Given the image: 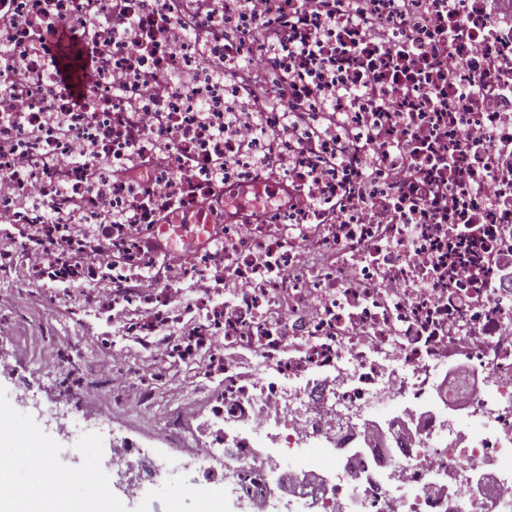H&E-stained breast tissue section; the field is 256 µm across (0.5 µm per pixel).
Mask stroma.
<instances>
[{
	"instance_id": "stroma-1",
	"label": "stroma",
	"mask_w": 512,
	"mask_h": 512,
	"mask_svg": "<svg viewBox=\"0 0 512 512\" xmlns=\"http://www.w3.org/2000/svg\"><path fill=\"white\" fill-rule=\"evenodd\" d=\"M121 333V318L88 312L78 297L62 296L53 282L24 288L16 277L0 274V357L19 372L15 378L0 375V411L14 424L18 444L54 449L51 467L69 472L65 487L73 499L88 497L92 489L105 485L122 512H165L173 497L180 498L183 512H202L211 499L221 501L223 512H237V498L205 479L199 463L185 460L162 420L145 417L131 380L115 382L97 404L73 406L67 429H60L49 415V408L63 399L61 381L54 372L37 369V357L57 337L67 336L80 352L77 376H97L103 339ZM285 435L280 425L256 444L259 458L271 471V502L279 512H312L306 499L285 487L288 478L299 473L288 459ZM125 442L142 448L158 468L156 477L144 480L130 498L111 486L112 450ZM89 448L95 451L91 460L85 455Z\"/></svg>"
}]
</instances>
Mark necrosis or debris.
Wrapping results in <instances>:
<instances>
[{
    "label": "necrosis or debris",
    "instance_id": "obj_1",
    "mask_svg": "<svg viewBox=\"0 0 512 512\" xmlns=\"http://www.w3.org/2000/svg\"><path fill=\"white\" fill-rule=\"evenodd\" d=\"M305 2L126 0L118 15L111 0L91 12L81 0H10L0 130L36 159L38 190L8 189L12 153L0 148V213L38 224L56 192H86L79 167H54L83 155L97 161L99 192L61 223L109 212L147 230L161 218L223 225L218 248L175 239L171 281L192 293L179 309L165 288L125 294L154 307L131 324L150 354L200 357L196 337L164 338L199 326L225 349L251 348L250 375L229 360L206 369L207 382H224L216 420L257 431L284 422L289 445L336 450L337 465L361 476L362 512H512V479L473 500L462 483L512 472V0H339L323 15ZM47 26L123 43L83 107L45 74L34 32ZM259 26L265 36L252 41ZM18 72L30 77L21 97ZM254 73L265 80L260 103ZM491 80L488 109L477 98ZM136 112L150 117L139 152L124 139ZM188 155L201 166L190 179ZM215 159L220 187L206 168ZM457 356L483 380L455 395L472 417L465 427L434 389ZM383 397L414 429H394V449L344 455ZM162 416L206 477L222 478L226 456L238 493L267 497L269 474L247 438L212 448L183 408ZM437 470L446 488L434 485Z\"/></svg>",
    "mask_w": 512,
    "mask_h": 512
}]
</instances>
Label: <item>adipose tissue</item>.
I'll return each instance as SVG.
<instances>
[{
    "label": "adipose tissue",
    "instance_id": "adipose-tissue-1",
    "mask_svg": "<svg viewBox=\"0 0 512 512\" xmlns=\"http://www.w3.org/2000/svg\"><path fill=\"white\" fill-rule=\"evenodd\" d=\"M111 498L97 495L83 501L44 498L35 486H0V512H114Z\"/></svg>",
    "mask_w": 512,
    "mask_h": 512
}]
</instances>
